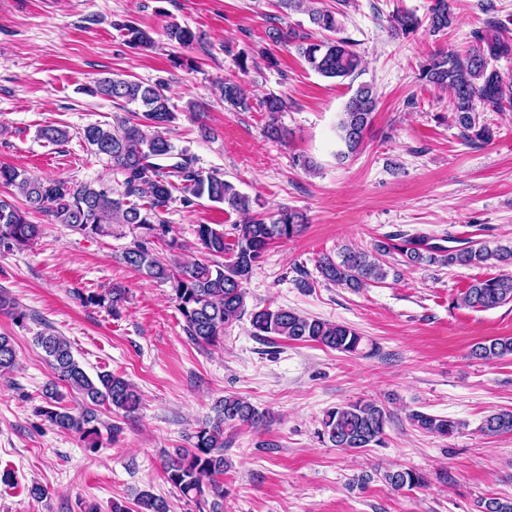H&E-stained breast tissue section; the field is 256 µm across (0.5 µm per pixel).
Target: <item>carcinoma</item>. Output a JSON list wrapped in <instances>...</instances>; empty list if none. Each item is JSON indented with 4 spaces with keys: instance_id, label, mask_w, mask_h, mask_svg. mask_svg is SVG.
I'll list each match as a JSON object with an SVG mask.
<instances>
[{
    "instance_id": "carcinoma-1",
    "label": "carcinoma",
    "mask_w": 512,
    "mask_h": 512,
    "mask_svg": "<svg viewBox=\"0 0 512 512\" xmlns=\"http://www.w3.org/2000/svg\"><path fill=\"white\" fill-rule=\"evenodd\" d=\"M282 10L305 11L313 30L273 26L266 36L275 44L292 46L311 70L329 78H355L362 71V57L345 38H337L341 30L338 12L327 7H310L307 0H277ZM455 13L451 0H432L428 25L434 33L452 27ZM421 26V19L408 10L398 9L390 16V33L394 38H407ZM129 47L148 51L155 47L154 32L128 21L118 25ZM506 27L491 22L476 36V44L465 54L448 53L431 57L418 71V80L447 89L452 94L453 119L461 136L469 144H485L493 140L490 127L477 122V106L491 111L512 110V82L507 83L493 62L512 57V39ZM169 44L188 48L197 39L187 26L172 22L163 29ZM224 106L232 111L252 109L243 84L226 78L217 83ZM89 92L112 101L135 106L129 117H118L111 125L90 124L83 129V139L92 152L107 160L111 176L107 180L84 182L61 177H38L10 165H0V184L14 187L24 198V207L0 196V245L21 249L34 244L42 234V226L28 219L30 212H40L52 223L62 224L85 238L110 236L113 227L126 228L133 235L132 246L123 261L146 277L170 284L173 300L181 314L183 329L198 347L216 346L224 329L250 314L253 334L280 336L291 341L313 342L347 356L365 349L364 337L350 325L333 323L301 315L283 307L246 308L244 282L251 276L268 246L276 240L299 235L305 215L292 208L280 207L273 213L252 212V200L216 171L196 167V158L179 149L166 136L176 121L174 106L167 95V81L152 83L124 78L118 74L95 81ZM269 113L264 135L282 142L288 130L278 123L276 115L288 109L281 96L269 94L260 103ZM377 106L372 85L361 83L345 104L337 130L342 150L341 160L355 154L364 140ZM182 193L188 205L195 199H207L224 209L245 215L244 223L235 225L237 235L229 244L224 230L212 224L196 228L197 255L180 259L182 249L168 239L171 227L164 219L174 193ZM163 243L169 254L155 250ZM398 253L406 266L440 264L470 266L486 263H512V248L488 247L472 240L462 248L437 246L425 235H416L401 244L379 242L374 252L347 248L339 259L325 255L319 260V272L330 283L353 290L369 282H382L388 271L385 257ZM80 302L119 314L128 300V290L115 286L101 292L77 293ZM463 305L488 310L512 302V274H501L474 280L463 293ZM37 345L45 353L53 369L54 380L45 387L46 405L37 413L50 426L74 432L90 447L98 443L100 430L95 407L108 405L117 411L132 413L140 406V395L124 377L109 371L90 377L80 366L70 342L50 329L36 334ZM472 355L482 360L512 356V337L494 338L476 344ZM16 365V352L10 337L0 334V375ZM81 394L87 406L74 411L62 406L63 394L58 384ZM215 416L193 435L190 448H180L165 459L163 470L168 483L184 496H201L205 492L224 498V486L217 477L224 474V428L237 425L255 426L263 421L260 412L248 400L226 395L218 400ZM390 413L374 401L358 400L327 410L321 421L319 438L337 448L354 450L384 443ZM417 428L432 434L451 436L459 423L447 417L422 412L412 414ZM488 435L512 433V411L489 415L482 426ZM385 481L395 490H412L427 486L425 476L412 470L389 471ZM136 509L112 502V512H170L168 501L159 495L142 492Z\"/></svg>"
}]
</instances>
